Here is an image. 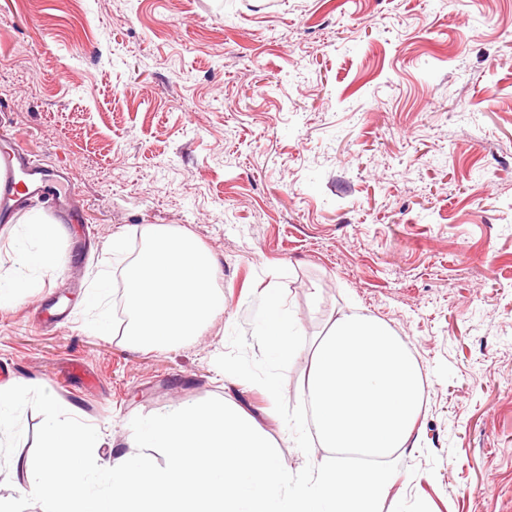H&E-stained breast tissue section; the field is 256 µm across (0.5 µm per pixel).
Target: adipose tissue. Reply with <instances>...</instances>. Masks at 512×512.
<instances>
[{"instance_id": "ef3b65f1", "label": "adipose tissue", "mask_w": 512, "mask_h": 512, "mask_svg": "<svg viewBox=\"0 0 512 512\" xmlns=\"http://www.w3.org/2000/svg\"><path fill=\"white\" fill-rule=\"evenodd\" d=\"M8 231L16 270L0 280V307L59 270L64 228L30 211ZM143 233L146 245L127 269L124 334L132 350L163 351L199 336L223 313L224 297L216 259L190 234L164 225ZM253 325L266 359L232 373L271 396L303 336L270 289L257 299ZM304 399L278 444L227 395L151 418L131 430L128 451L105 460V433L49 397L42 454L15 456L11 465L40 512H375L399 478L382 461L407 446L423 406L406 343L369 315L339 313L316 346ZM286 446L304 458L302 469L288 465Z\"/></svg>"}]
</instances>
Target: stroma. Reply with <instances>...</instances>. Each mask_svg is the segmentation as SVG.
Masks as SVG:
<instances>
[{"label":"stroma","mask_w":512,"mask_h":512,"mask_svg":"<svg viewBox=\"0 0 512 512\" xmlns=\"http://www.w3.org/2000/svg\"><path fill=\"white\" fill-rule=\"evenodd\" d=\"M0 128L64 167L67 206L34 197L74 258L0 308V372L27 383L0 495L22 498L54 396L125 448L130 428L232 394L279 440L314 349L360 306L406 342L425 379L418 445L378 512H512V0H0ZM187 230L221 269L227 303L202 336L127 348L121 288L108 334L79 308L112 237ZM276 290L303 335L277 381L257 366L251 313ZM71 312L45 329L35 306ZM99 382H58L73 363Z\"/></svg>","instance_id":"obj_1"}]
</instances>
